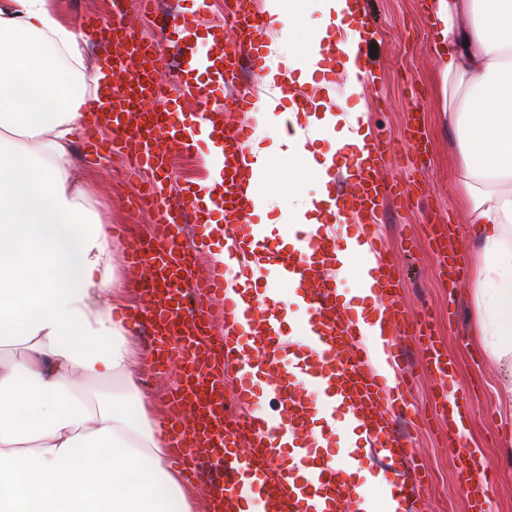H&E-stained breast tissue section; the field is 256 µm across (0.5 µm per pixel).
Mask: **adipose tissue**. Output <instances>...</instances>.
<instances>
[{
    "label": "adipose tissue",
    "mask_w": 512,
    "mask_h": 512,
    "mask_svg": "<svg viewBox=\"0 0 512 512\" xmlns=\"http://www.w3.org/2000/svg\"><path fill=\"white\" fill-rule=\"evenodd\" d=\"M321 23L303 54L272 48L249 143L253 164L282 149L283 122L311 140L362 144L367 116L337 127L301 106L316 72L344 71L359 92L363 60L348 0H319ZM437 51L447 62L448 122L481 257L473 300L484 354L512 393V0H429ZM88 39L56 0H0V512H191L162 421L148 417L130 371V343L113 295V238L72 173L83 105L112 85V59H84ZM272 147H265V138ZM316 195L289 223H336V185L313 150ZM123 379L103 399L94 379Z\"/></svg>",
    "instance_id": "1"
}]
</instances>
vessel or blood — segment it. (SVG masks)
Here are the masks:
<instances>
[{"label":"vessel or blood","mask_w":512,"mask_h":512,"mask_svg":"<svg viewBox=\"0 0 512 512\" xmlns=\"http://www.w3.org/2000/svg\"><path fill=\"white\" fill-rule=\"evenodd\" d=\"M230 2L239 30L236 46L215 36L202 55L193 46L198 26L194 18L162 22L160 29L167 32L173 48L169 54L157 53L153 44L140 37L124 0H112L111 18L88 15L83 19L85 32L116 48L112 100L92 98L85 103L89 124L110 127L112 150L127 159L133 170L152 173V185H133L130 201L157 214L169 230L163 238L131 246L132 265L147 269L142 287L148 302L124 319L132 329L146 333L155 365L175 362L181 366L184 376L168 396L167 427L173 452L185 471L192 473L201 463L215 462L217 470L205 484L211 512H242L248 494L257 499L262 512H373L366 490L347 479L345 470L332 463L329 450L311 433V422L321 417L340 431L355 424L365 438L370 473L384 498L397 503V512H417L426 473L417 462L411 436L399 435L395 424L404 420L419 430L424 422L411 403V382L401 365V335L414 333L426 344L427 368L440 388L445 417L462 413L472 397L457 386L453 366L438 341L401 302L400 281L378 234V212L393 195L392 187L379 176L384 151L374 142L339 151L345 172L356 186L354 192L336 193L339 223L298 233L297 247L278 259L280 279H297L304 285L297 296L305 311L302 334L294 339L280 332L266 296L254 295L244 307L233 297L242 283L251 282L261 270L259 238L249 232L233 239L227 248L226 269L197 276L194 252L205 248L207 241L199 235L188 246L184 234L189 214L199 210L201 189L196 184L182 187L173 201L165 193L170 156L205 136L224 156L216 188L225 226H243L255 208L256 200L244 182L264 179L265 174L252 168L248 158L247 124L229 130L224 126L223 105H212L202 113L187 105L189 99L205 97L206 89L196 78L206 73L231 92L235 111L255 110L267 69L262 48L271 35L253 0ZM245 69L251 71L253 85L242 90L238 83ZM157 99L163 100V108H152ZM344 223L354 224L377 264L374 293L383 303L388 324L383 345L392 369L388 376L376 369L355 311L338 298L333 262ZM220 316L229 326L224 335L211 336L212 323ZM253 349L279 368L271 385L278 405L273 416L257 402L249 356ZM228 367L238 375L232 404L224 396ZM461 456L474 512H484L489 466L476 450L463 448Z\"/></svg>","instance_id":"b4317fda"}]
</instances>
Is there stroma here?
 Here are the masks:
<instances>
[{
	"instance_id": "obj_1",
	"label": "stroma",
	"mask_w": 512,
	"mask_h": 512,
	"mask_svg": "<svg viewBox=\"0 0 512 512\" xmlns=\"http://www.w3.org/2000/svg\"><path fill=\"white\" fill-rule=\"evenodd\" d=\"M178 13L192 16L201 11L200 34L221 31L226 40L236 30L225 19V0H163ZM424 0H367L373 25L375 54L370 59L372 80L363 82L360 94L348 96L349 108L367 115L371 131H382L387 151L383 181L402 191L397 206L378 214L383 245L398 268L401 300L413 314L429 312L438 320L436 334L445 343L448 356L458 367V382L480 388L473 408L466 414L469 447L480 450L491 466L488 494L490 512H512V396L504 392L499 369L477 345L470 330L474 317L471 294L472 270H465L454 283H447L439 259L427 241L428 222L453 224L457 232L448 238L449 249L468 244L469 211L457 179L448 128V85L442 60L433 48L434 36L421 23ZM422 112L430 145L421 156H409L402 137L413 112ZM266 187L272 213L282 216L297 197L313 195L316 176L290 157L269 151ZM77 176L86 178L90 196L109 221L112 234L125 245L149 238L158 228L156 216L130 205L127 165L111 151L92 160L78 155ZM217 165L206 143L200 142L171 159L169 194H176L188 180L204 181ZM131 372L145 398L148 413L158 416L166 388L175 381L178 365L157 373L147 355L143 337L131 336ZM406 364L416 377L415 399L429 426L415 440L417 459L428 473L421 495L423 512H470L463 492L464 480L457 472V440L447 425L435 418L434 398L438 387L424 366V353L417 339L407 337Z\"/></svg>"
}]
</instances>
